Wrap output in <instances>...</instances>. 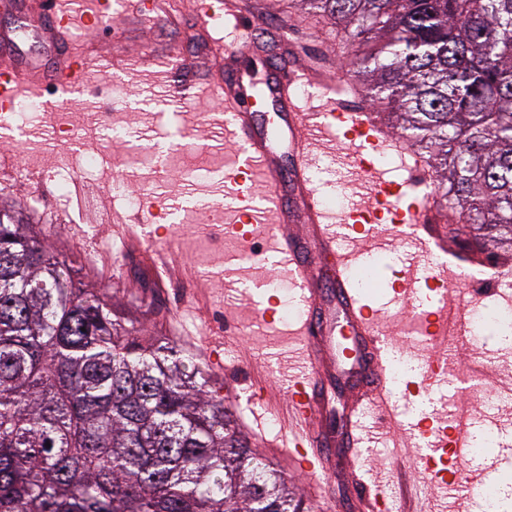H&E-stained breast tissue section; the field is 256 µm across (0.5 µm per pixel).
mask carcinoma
Returning a JSON list of instances; mask_svg holds the SVG:
<instances>
[{
  "label": "carcinoma",
  "instance_id": "1",
  "mask_svg": "<svg viewBox=\"0 0 512 512\" xmlns=\"http://www.w3.org/2000/svg\"><path fill=\"white\" fill-rule=\"evenodd\" d=\"M432 169L437 205L512 254V0H296ZM0 512H313L203 362L114 316L0 199Z\"/></svg>",
  "mask_w": 512,
  "mask_h": 512
}]
</instances>
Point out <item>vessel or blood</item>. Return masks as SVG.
<instances>
[{
	"label": "vessel or blood",
	"mask_w": 512,
	"mask_h": 512,
	"mask_svg": "<svg viewBox=\"0 0 512 512\" xmlns=\"http://www.w3.org/2000/svg\"><path fill=\"white\" fill-rule=\"evenodd\" d=\"M104 0H88L81 18H74L62 0H41L39 15L33 27L50 45L54 62L44 69H21L11 58L0 59V114L13 112L20 95L30 92L41 96L49 89L65 90L84 84L93 73L91 52L76 53L71 49L69 33L77 20L101 16ZM124 8L139 17H150L163 23L173 18L165 0H125ZM237 39L231 45H214L212 62L222 68L225 61L253 47L260 31L253 24L237 21ZM309 79L300 70L289 69L270 93L282 108L291 113V146L296 161L291 171H284L276 162L267 137L256 127L250 96L240 80L217 78L212 84L215 97L224 105L225 136L245 143L246 155L225 169L224 183L236 202L231 224L225 225L226 235L242 245H253L257 237L269 231L280 235L278 251L286 273L302 292L303 309L297 319L295 335L303 346L306 368L295 375L288 387L282 418L288 429L289 453L298 468L315 474L323 470L322 447L343 444L354 450L361 442L359 418L377 410L389 412L393 396V357L376 311L364 304L356 288L353 270L358 263L356 252L336 245V227L327 221L325 202L314 190L308 173V162L324 150L330 137H343L350 151L349 164L358 171L365 183V192L375 201L374 206L354 205L345 210L347 224H420L429 223V213L423 200L411 193L415 181L421 179L423 168L412 164L410 177L403 182L384 180L376 160L385 156L388 146L370 107L352 105L343 100L345 81L319 96L318 109L300 112L296 109L299 89ZM292 184L302 200L301 212H294L284 200V184ZM265 187L267 199L275 211L274 224H267L264 213L253 203L257 187ZM302 221V233H291L290 224ZM332 256L336 279L331 292H323L314 276L316 254ZM395 298L410 305L425 300L421 333L423 347L419 355L418 390L432 392L440 387L448 374V363L441 349L449 339L464 341L468 331L465 314L448 295L445 265L406 269L392 285ZM346 328L356 355L351 362L362 386L348 407L342 438H335L328 429L330 401L335 386L322 378V360L335 343L337 328ZM430 449L421 458L425 477L434 484L448 486L460 468L468 450L463 426L447 425L444 421H427L418 428ZM355 487L366 505L367 512H388V505L378 486L357 479Z\"/></svg>",
	"instance_id": "vessel-or-blood-1"
}]
</instances>
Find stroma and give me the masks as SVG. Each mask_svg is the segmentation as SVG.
<instances>
[{
  "label": "stroma",
  "instance_id": "stroma-1",
  "mask_svg": "<svg viewBox=\"0 0 512 512\" xmlns=\"http://www.w3.org/2000/svg\"><path fill=\"white\" fill-rule=\"evenodd\" d=\"M290 0H234L238 16L278 31L280 54L304 69L311 79L305 86L299 111L307 97L323 84L348 76L346 59L352 48L331 20L290 7ZM234 26L227 20L211 22L207 29L183 25H157L118 10L105 28L73 31L76 47L93 48L102 73L88 84L45 93V106L31 112L22 130H14L0 144V198L20 203L41 238L69 257L83 284L104 289L119 317L138 322L145 336H172L195 357L207 343L223 344L234 357L217 380L224 386L228 405L241 429L257 450L271 459L313 504L315 512H358L351 466L363 468L368 481L380 485L402 512L401 487L431 503L435 512H450L447 491L424 480L416 463L424 454L418 444L417 423L424 417L451 419L465 416L471 440L491 436L512 444V331L471 338L458 350V384L446 383L433 394L409 391L418 368L408 370L394 393V425L377 414L360 421L363 446L355 463L337 455L331 475L309 476L283 453L288 435L277 409L287 396L288 380L300 354L290 339L293 321L265 324L260 313L268 294L252 279L254 267L272 280L283 281L285 269L274 239H256L246 250L227 237L216 219L233 204L219 176L241 152L230 141L211 138L224 120L219 102L208 91L210 44L232 42ZM0 40L13 50L15 62L43 66L52 52L28 26L27 19L0 27ZM137 63L128 70L111 69L113 57ZM188 62L198 86L190 101L172 93V59ZM98 157L91 178H76L66 193H59L44 174L58 161L79 166L86 154ZM182 189L174 219L182 234L173 246L180 265L173 279L155 281L147 258L156 248L148 240L155 224H147L146 238L125 246L104 270L96 251L113 240L114 213L127 214V196L144 202L169 203L170 193ZM434 230L444 249V261L457 278L449 287L460 307L474 310L482 302L512 314V277L486 283L473 295L467 275L485 256L468 243L465 233L454 231L446 217ZM379 249L369 250L363 235L349 233L345 247L362 260L379 259V285L363 289L368 304L382 317L383 328L401 354L416 357L413 336L418 327L415 309L398 303L390 284L407 265L420 259L415 236H401L397 224H379ZM497 396L494 409H485L481 390Z\"/></svg>",
  "mask_w": 512,
  "mask_h": 512
}]
</instances>
